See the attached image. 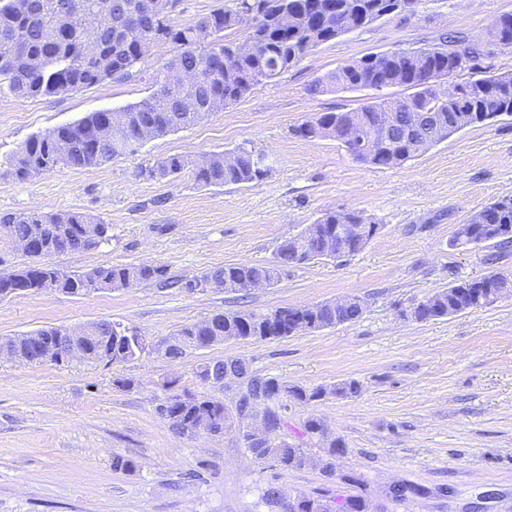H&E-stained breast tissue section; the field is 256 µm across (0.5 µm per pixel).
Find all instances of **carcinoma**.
Wrapping results in <instances>:
<instances>
[{"label": "carcinoma", "instance_id": "obj_1", "mask_svg": "<svg viewBox=\"0 0 512 512\" xmlns=\"http://www.w3.org/2000/svg\"><path fill=\"white\" fill-rule=\"evenodd\" d=\"M249 0H227L224 6L212 10L196 23L175 26L170 13L178 0H72V12L60 16L57 0H27V6L18 8V0H0V92L7 91L18 98L54 96L91 88L106 79L125 80L134 69L142 66L140 42L148 35L169 42L176 48L166 67H179L202 73V84L192 90L200 98L199 111L217 112L239 101L251 88L263 81L280 77L300 61L310 49L330 41L346 30L336 26V16L355 15L364 27L388 12L408 10L414 0H330L335 12L324 17L316 9L319 0H255L259 14L250 15ZM292 15V26L284 31L277 24L278 15ZM210 23L214 37L203 42L197 31ZM245 28L241 41H229L226 32ZM99 47L102 65L78 63L82 48L88 39ZM454 48L439 44L440 51L429 55L427 49L399 50L389 55L369 54L344 64L325 78L317 80L311 93L329 90L382 91L403 86L413 93L397 102L383 98L358 111L327 112L300 124L294 133L304 139H334L359 163L376 168L399 165L416 158L455 132L484 123L502 115H512V73L489 74L469 80L463 100H450L440 95L428 74L450 77L466 70L481 72L478 48L465 44V38L448 37ZM127 119L124 143L117 146L113 138L100 132L105 111L91 112L75 123L64 124L52 131L30 137L11 160V173L20 181H28L57 168L84 169L120 157L141 143V130L155 127V135H163L188 127L200 116H191L179 110L175 99L168 96L163 84H158L146 99L121 109ZM414 112H434L440 118L435 130H424L414 138L404 136L409 116ZM382 115L390 116L392 131L378 155L369 157L349 145L345 130L354 122L374 121ZM229 160H224V156ZM264 154L238 146L225 153L212 154L207 165L197 164L192 178L202 186L246 184L263 179L268 167ZM187 166L183 157L174 155L157 161L153 172L161 177L181 173ZM483 222H466L453 236H461L485 244L512 245V240L501 238L498 224L512 225V195L501 197L478 210ZM338 224H373V220L354 211H329L311 224L316 239L310 250L298 255L296 239L282 242L276 261L271 264L239 263L209 272L212 279L231 285L240 300L249 295L248 284L254 276L274 283L282 271L292 264L313 258V254L327 250V238ZM4 235L12 240H36L49 254L81 253L95 248L106 237L108 226L85 215L70 211L5 214L0 217ZM29 270L22 265L0 274V292L27 284L28 291L65 290L70 295H86L88 289L120 291L134 284L161 280L165 271L160 266H98L85 272H65L52 264L38 271L33 282L26 283ZM482 298L475 297L471 282H461L436 292L419 302L410 312L411 319L427 321L444 318L494 303L491 295L501 296L512 291V278L494 273L481 278ZM363 306L351 298L338 308L324 303L304 310L300 307H282L273 312L241 311L217 312L209 318L183 327L165 349V354L176 357L185 347L184 338L197 336L204 340H254L284 338L300 331L316 330L359 319ZM93 334L98 339L90 342L85 362L100 364L110 358L112 363H126L139 357L146 347L137 339L136 329L111 321L93 323ZM8 345H18L28 363L41 364V346L19 340L15 336L0 339ZM235 368L246 382V392L237 408L238 417L254 415V409L265 406L263 419L272 427H280L282 418L268 407V403L286 395L300 402L318 400L328 393L339 396L358 392L354 381L343 382L327 390L323 387L308 390L301 386L288 387L275 377L254 376L246 363L226 359L199 366L197 376L213 387H222L218 369ZM183 434L216 433L231 427L224 402L211 397L195 398L189 404L166 400L157 408ZM245 448L257 460L272 458L283 470L300 469L306 465L304 449L286 443L255 442L247 430H242ZM296 512H368L367 499L362 494L344 499L326 494L297 496Z\"/></svg>", "mask_w": 512, "mask_h": 512}]
</instances>
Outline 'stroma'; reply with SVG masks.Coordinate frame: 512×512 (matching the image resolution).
Here are the masks:
<instances>
[{
  "label": "stroma",
  "instance_id": "35a3bbf8",
  "mask_svg": "<svg viewBox=\"0 0 512 512\" xmlns=\"http://www.w3.org/2000/svg\"><path fill=\"white\" fill-rule=\"evenodd\" d=\"M512 0H415L305 54L288 72L255 85L236 104L153 138L126 155L85 169L21 182L12 157L32 135L87 113L148 97L173 56L155 45L142 72L55 97L0 92V214L79 211L108 224L106 240L51 264L77 271L159 265L165 281L83 296L26 293L0 299V337L102 320L137 327L152 349L113 365L26 364L0 360V512H269L261 495L276 485L294 497L363 493L369 512H512V296L455 316L417 322L403 310L450 285L512 274V246H453L474 210L512 195V116L470 127L401 165L357 163L332 139L293 129L324 112L372 103L370 90L310 93V85L371 53L418 49L458 34L477 45L482 65L512 71V49L489 34ZM249 144L266 156L267 176L244 185L197 186L189 172L153 175L171 155L190 161ZM358 211L380 224L359 253L289 266L280 281L251 291L248 303L220 288L185 292L231 264L274 261L278 246L322 213ZM356 297L352 323L266 341L227 340L207 348L165 347L183 326L215 312H271ZM239 359L259 376L290 385L356 381L357 394L302 403L281 397L275 442L304 448L309 463L283 470L257 460L238 428L179 433L156 408L171 394L208 396L236 414L241 383L217 389L201 364ZM320 420L325 434L304 432ZM345 449L328 458L330 441ZM132 459L131 471L114 457ZM333 461L326 470L325 461ZM362 478L363 486L349 484ZM397 483L425 488L393 501Z\"/></svg>",
  "mask_w": 512,
  "mask_h": 512
}]
</instances>
